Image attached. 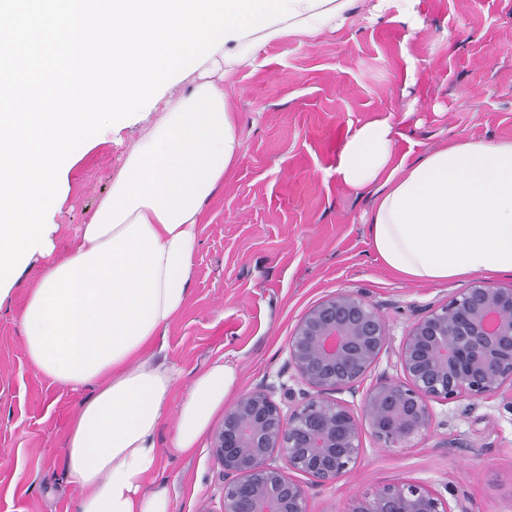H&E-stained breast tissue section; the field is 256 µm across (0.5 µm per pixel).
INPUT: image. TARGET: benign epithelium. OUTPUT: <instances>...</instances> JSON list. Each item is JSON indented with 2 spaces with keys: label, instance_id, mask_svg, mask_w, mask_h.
<instances>
[{
  "label": "benign epithelium",
  "instance_id": "1",
  "mask_svg": "<svg viewBox=\"0 0 512 512\" xmlns=\"http://www.w3.org/2000/svg\"><path fill=\"white\" fill-rule=\"evenodd\" d=\"M379 308L338 290L311 307L288 341V365L303 388L288 389L283 412L259 389L224 411L211 451L224 471L221 512H309L303 485L273 464L320 482L352 474L367 432L384 448H405L434 424L432 403L490 402L512 413V285L478 282L424 312L397 351L403 378L366 373L387 344ZM359 399V412L337 398ZM348 512H469L465 503L414 482L387 483Z\"/></svg>",
  "mask_w": 512,
  "mask_h": 512
}]
</instances>
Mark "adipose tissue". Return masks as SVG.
<instances>
[{"mask_svg": "<svg viewBox=\"0 0 512 512\" xmlns=\"http://www.w3.org/2000/svg\"><path fill=\"white\" fill-rule=\"evenodd\" d=\"M355 0L297 4V17L232 41L206 65H252L257 39L341 30ZM422 0H371L416 32ZM156 120L125 153L111 191L81 225L71 255L47 267L21 316L27 357L50 384L87 391L66 427L64 472L75 512H172L158 478V433L192 452L235 399L236 367L217 358L187 384L156 347L186 306L204 207L238 160L241 140L224 89L170 88ZM392 117L348 126L330 173L373 195L369 246L400 278L431 284L512 274V138L445 140L419 159L399 152Z\"/></svg>", "mask_w": 512, "mask_h": 512, "instance_id": "obj_1", "label": "adipose tissue"}]
</instances>
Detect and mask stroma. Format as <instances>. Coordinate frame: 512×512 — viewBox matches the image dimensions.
<instances>
[{
    "mask_svg": "<svg viewBox=\"0 0 512 512\" xmlns=\"http://www.w3.org/2000/svg\"><path fill=\"white\" fill-rule=\"evenodd\" d=\"M316 38L259 43L256 66L224 80L242 152L206 206L183 313L169 326L164 354L191 373L224 357L240 371L239 391L271 387L287 406L296 387L288 340L300 318L339 290L364 296L389 325L388 343L364 386L396 374V352L422 311L471 287V280L417 284L393 276L368 245L367 197L329 177L322 144L366 120L415 108L421 127L402 125L400 151L420 156L443 139L512 138V0H423L426 26L407 35L399 22L365 20ZM422 78L402 88L405 57ZM150 114L129 118L110 140L79 146L57 222L55 260L68 257L81 224L111 188L126 145ZM43 275L23 271L0 304V512H71L79 491L63 479L68 420L81 394L55 387L26 356L21 314ZM434 425L407 448L384 449L364 436L351 476L322 483L294 473L310 512H348L354 497L398 480L444 496L462 494L470 512H512V413L493 402ZM172 418L159 432L161 474L173 512H220L223 470L203 437L191 453L172 449Z\"/></svg>",
    "mask_w": 512,
    "mask_h": 512,
    "instance_id": "35a3bbf8",
    "label": "stroma"
}]
</instances>
